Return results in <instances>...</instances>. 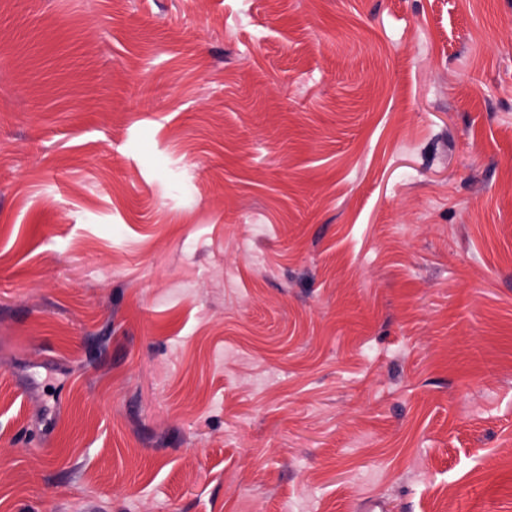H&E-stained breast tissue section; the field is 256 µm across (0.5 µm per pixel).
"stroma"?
<instances>
[{
  "label": "stroma",
  "instance_id": "35a3bbf8",
  "mask_svg": "<svg viewBox=\"0 0 512 512\" xmlns=\"http://www.w3.org/2000/svg\"><path fill=\"white\" fill-rule=\"evenodd\" d=\"M0 512H512V0H0Z\"/></svg>",
  "mask_w": 512,
  "mask_h": 512
}]
</instances>
